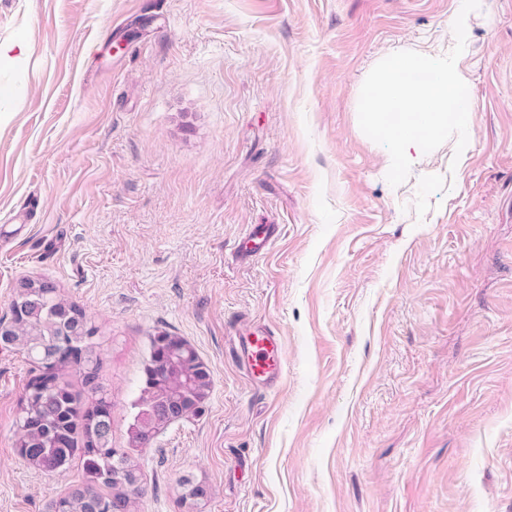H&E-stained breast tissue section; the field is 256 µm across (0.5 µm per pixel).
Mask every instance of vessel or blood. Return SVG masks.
Here are the masks:
<instances>
[{
	"label": "vessel or blood",
	"instance_id": "obj_1",
	"mask_svg": "<svg viewBox=\"0 0 512 512\" xmlns=\"http://www.w3.org/2000/svg\"><path fill=\"white\" fill-rule=\"evenodd\" d=\"M275 224L251 227L246 233L241 256L259 257L266 254L278 236ZM235 350L244 361L249 378L260 387L277 385L281 377L280 339L266 326H253L237 336Z\"/></svg>",
	"mask_w": 512,
	"mask_h": 512
}]
</instances>
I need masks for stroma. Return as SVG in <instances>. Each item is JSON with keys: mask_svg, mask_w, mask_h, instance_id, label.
<instances>
[{"mask_svg": "<svg viewBox=\"0 0 512 512\" xmlns=\"http://www.w3.org/2000/svg\"><path fill=\"white\" fill-rule=\"evenodd\" d=\"M462 0H0V317L23 276L102 331L112 444L150 339L209 366L200 415L140 453L139 512H512V0H480L457 66L468 144L391 186L361 130L370 70L454 46ZM255 224L279 239L244 262ZM279 336L255 386L233 334ZM30 378L0 350V512L80 478L16 448ZM207 495L181 505L183 476Z\"/></svg>", "mask_w": 512, "mask_h": 512, "instance_id": "1", "label": "stroma"}]
</instances>
